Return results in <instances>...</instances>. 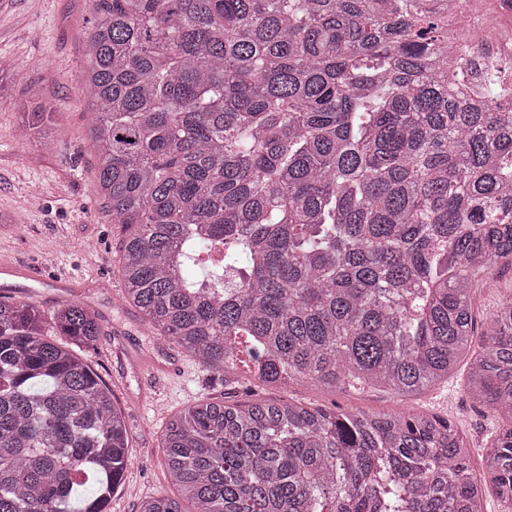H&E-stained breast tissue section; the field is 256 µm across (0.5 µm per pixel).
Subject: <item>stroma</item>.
Masks as SVG:
<instances>
[{
	"instance_id": "obj_1",
	"label": "stroma",
	"mask_w": 512,
	"mask_h": 512,
	"mask_svg": "<svg viewBox=\"0 0 512 512\" xmlns=\"http://www.w3.org/2000/svg\"><path fill=\"white\" fill-rule=\"evenodd\" d=\"M93 16L91 0H0V70L13 76L10 97L0 101V258L38 272L0 287V299L36 304L47 315L80 301L99 314L102 336L81 356L111 387L132 456L108 512H139L146 498L174 495L161 448L165 424L203 395L229 403L285 396L368 414L438 413L455 425L477 475L485 476L502 420L469 397L466 363L408 398L363 386L335 392L305 379L284 390L262 387L243 365L222 375L205 371L160 340L136 308L118 306L121 228L95 192L98 159L88 136L94 107L84 88L83 33ZM40 105L50 108L57 131L49 151L19 135L22 113ZM60 280L66 290L57 288ZM510 301L512 268L496 270L473 299L479 330Z\"/></svg>"
}]
</instances>
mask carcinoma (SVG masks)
Returning <instances> with one entry per match:
<instances>
[{
  "mask_svg": "<svg viewBox=\"0 0 512 512\" xmlns=\"http://www.w3.org/2000/svg\"><path fill=\"white\" fill-rule=\"evenodd\" d=\"M96 191L123 227L122 304L221 373L406 397L471 352L506 416L489 452L512 506V88L478 72L436 0H94ZM47 108L21 134L54 144ZM97 315L0 300V512H107L131 462L112 389L79 356ZM65 341L59 342L56 337ZM193 512H484L454 426L429 415L207 396L170 416ZM92 484L95 493L84 488ZM140 512H188L169 497ZM493 280L487 287L478 288L473 299L478 332L486 330L498 308L512 300V268L496 270Z\"/></svg>",
  "mask_w": 512,
  "mask_h": 512,
  "instance_id": "carcinoma-1",
  "label": "carcinoma"
}]
</instances>
